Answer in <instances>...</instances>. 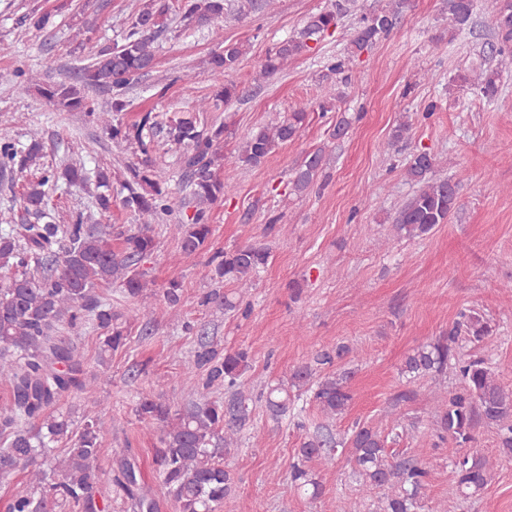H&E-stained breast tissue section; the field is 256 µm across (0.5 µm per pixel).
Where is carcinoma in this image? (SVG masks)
Instances as JSON below:
<instances>
[{"mask_svg":"<svg viewBox=\"0 0 512 512\" xmlns=\"http://www.w3.org/2000/svg\"><path fill=\"white\" fill-rule=\"evenodd\" d=\"M273 0H186L182 20L195 27L224 21L228 11L245 19L268 9ZM405 0H390L381 8L362 14L350 39L349 55L357 56L388 37L399 23ZM476 0H446L448 34L467 28ZM494 23L493 50L512 58V0H484ZM355 0H335L328 9L310 14L301 30L267 55L258 79L269 78L288 67V62L312 50L339 21L349 15ZM172 5L169 0H146L131 17L120 43L104 46L78 68L68 82H46L38 74L17 70L16 90L34 88L61 112H83L112 140L135 146L144 158L129 163L118 174L108 167L92 170L82 163H70L57 171L44 161L43 143L38 138L19 145L8 127L0 124V166L23 179L12 202L20 204L26 223L0 224V274L7 279L0 288V384L10 397L0 403V477L15 470L27 471L26 487L9 499L7 512H55L70 506L75 512H112L111 500L100 492L96 461L103 432L99 416L87 412L80 426L71 417L54 410L65 395L87 390L96 378L88 376L82 353L71 339L87 328L104 335L101 353H113L126 343L123 315L112 311L101 289L119 284L120 293L141 301L151 281L141 263L158 249L153 225L172 213V192L150 156L155 139L175 148L180 179L188 190L193 213L168 225L178 239L184 256L211 253L210 280L218 284L199 297L201 307L235 310L240 305L221 291L219 285L245 287L268 264L270 250L248 244L233 250H212L209 209L228 197L233 186L218 174L224 160V139H239L237 161L257 166L281 145L299 138L308 119V107L295 108L258 130L237 132L228 123L201 125L197 117L185 115L166 124L147 113L140 120L123 125L112 123V113L126 107L124 94L137 79L147 75L156 61V38L167 28ZM53 24L49 12L33 9L17 22V37L44 31ZM242 42H226L205 60L206 69L224 77L214 95L196 105V111L217 112L239 96L238 85L227 79L248 54ZM489 100L499 91L498 74L482 73L462 78ZM111 95L110 107L99 108L89 92ZM326 165L325 148L309 152L289 181L291 190H308ZM435 159L427 152L413 156L404 170L406 180L417 186L415 193L396 212L393 236L414 239L431 234L448 218L458 203L459 183L433 177ZM95 188L93 198L102 213L112 211L114 200L130 211L138 224L118 230L110 224H90L83 213H63L50 205L49 186ZM183 298L182 282L168 281L162 300L178 310ZM448 333L423 343L408 353L401 374L414 381L444 376L454 370L462 380L460 388L448 392L434 408V430L448 444L455 473V488L464 499L480 495L492 482L494 463L477 451H463L474 440L481 423L497 430L500 455L512 457V388L504 386L485 360L460 352L459 340L473 344L488 342L492 329L475 314H461ZM354 348L338 344L315 352L310 361L296 367L291 386L267 385L254 393L243 379L250 367L244 349H224L200 335L193 351L194 369L184 373L186 396L170 401L152 392L139 393L135 406L138 419L158 430L155 462L159 485L172 500L175 512H220L231 492V477L224 468V454L238 447V434L251 418L256 403H264L270 415L279 419L294 409L290 388L306 395L320 414L313 431L306 433L289 477L297 489L315 501L323 488L310 464H336L338 451L348 453L347 463L359 484V497L338 501L336 512H365V496L381 493L378 512H416L429 471L415 457L388 452V436L356 422L339 437L331 429L354 400L351 369H331ZM415 392L394 395L387 414L391 434L406 431L400 403ZM68 447L53 454L54 445ZM128 449L115 451L119 459L116 486L130 501L132 512H156L150 491L140 485Z\"/></svg>","mask_w":512,"mask_h":512,"instance_id":"obj_1","label":"carcinoma"}]
</instances>
